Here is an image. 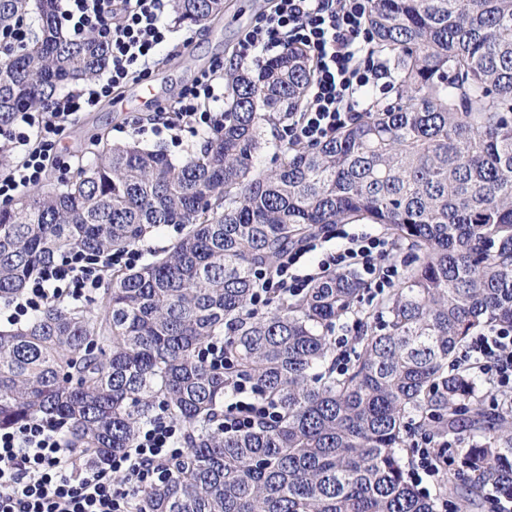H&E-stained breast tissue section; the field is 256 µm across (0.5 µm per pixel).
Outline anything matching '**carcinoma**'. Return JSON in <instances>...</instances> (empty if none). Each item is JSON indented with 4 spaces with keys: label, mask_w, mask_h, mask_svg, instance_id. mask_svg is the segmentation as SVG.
Listing matches in <instances>:
<instances>
[{
    "label": "carcinoma",
    "mask_w": 512,
    "mask_h": 512,
    "mask_svg": "<svg viewBox=\"0 0 512 512\" xmlns=\"http://www.w3.org/2000/svg\"><path fill=\"white\" fill-rule=\"evenodd\" d=\"M58 9L0 0V28L34 27L0 59V127L108 66L105 39L69 37ZM223 11L224 0L174 4L180 25ZM367 25L396 68L394 102L329 141L279 146L272 170L258 168L266 127L302 108L313 73L293 47L230 78L228 119L203 151L174 161L101 137L67 184L0 207V301L75 250L178 232L148 263L112 270L97 305L0 325V428L60 423L100 462L133 447L162 400L187 446L139 512H437L404 478L411 425L442 442L470 432L465 495L512 496V403L488 414L456 363L479 329L512 324V0H372ZM356 221L418 261L338 372L333 332L354 312L356 274L329 273L264 315L252 297L288 249ZM219 338L227 364L214 370L197 353ZM242 380L278 415L226 434L210 423Z\"/></svg>",
    "instance_id": "cac0c4a2"
}]
</instances>
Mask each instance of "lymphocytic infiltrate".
<instances>
[{
    "mask_svg": "<svg viewBox=\"0 0 512 512\" xmlns=\"http://www.w3.org/2000/svg\"><path fill=\"white\" fill-rule=\"evenodd\" d=\"M269 8L244 29L231 51L238 65H262L266 56L295 46L313 68L306 102L289 113L279 131L287 144H318L350 125L358 112L375 106L376 93H388L391 71L374 53L366 25L371 0H268ZM172 0H62L61 21L73 35L105 36L111 59L105 77L77 93L57 98L49 108L19 113L0 129V202L7 204L49 173H64L62 141L82 114L129 84L149 80L159 52L171 41L166 22ZM224 64L215 62L184 86L173 103L151 115H133L131 129L169 134L212 135L224 126L215 105L221 99ZM335 248L323 237L307 239L283 254L263 273L254 306L303 293L332 271L359 273L375 294L393 288L402 276L389 259L392 246L381 233L339 231ZM143 258L140 247L86 255L79 251L45 265L25 291L0 303V315L25 321L50 303L91 299L115 267L133 268ZM464 365L479 370L498 392L512 397V325L493 324L462 348ZM274 410L239 382L224 405L225 432L251 429L273 419ZM186 431L167 411H160L139 430L133 448L93 464L68 448L60 425L41 418L0 429V512H136L143 490L164 482L170 464L185 450Z\"/></svg>",
    "mask_w": 512,
    "mask_h": 512,
    "instance_id": "lymphocytic-infiltrate-1",
    "label": "lymphocytic infiltrate"
}]
</instances>
